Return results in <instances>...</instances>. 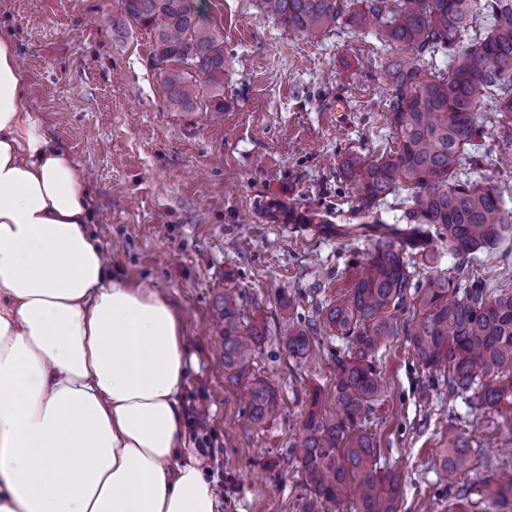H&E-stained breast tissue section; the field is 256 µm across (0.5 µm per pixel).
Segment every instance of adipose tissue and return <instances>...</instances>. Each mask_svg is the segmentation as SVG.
Returning a JSON list of instances; mask_svg holds the SVG:
<instances>
[{
    "label": "adipose tissue",
    "instance_id": "ef3b65f1",
    "mask_svg": "<svg viewBox=\"0 0 512 512\" xmlns=\"http://www.w3.org/2000/svg\"><path fill=\"white\" fill-rule=\"evenodd\" d=\"M0 33V512H220L185 429V325L113 277L83 171Z\"/></svg>",
    "mask_w": 512,
    "mask_h": 512
}]
</instances>
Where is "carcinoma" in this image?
Returning <instances> with one entry per match:
<instances>
[{
    "label": "carcinoma",
    "mask_w": 512,
    "mask_h": 512,
    "mask_svg": "<svg viewBox=\"0 0 512 512\" xmlns=\"http://www.w3.org/2000/svg\"><path fill=\"white\" fill-rule=\"evenodd\" d=\"M197 0H120L123 16L153 38L152 61L160 72L166 104L175 112L199 105L224 111V39L200 22ZM261 8L288 30L316 38L338 28L372 35L383 55L377 69L389 78L388 127L397 149L375 158L342 156L346 185L365 219L331 224L322 214L303 226L374 243L346 294L308 300L306 316L288 304L281 316L283 347L306 357L314 337H336L333 353L336 412L313 396L302 431L288 453L308 492L306 512L352 498V512H398L396 476L377 470V448L363 423L385 395L378 353L400 336L423 367L439 376L448 400L477 410L512 406V267L509 286L497 288L469 275L477 252L509 255L512 210L480 172L484 129L475 112L497 113V143L512 149V0H260ZM492 21L482 30L479 15ZM443 56L448 69L421 70L417 57ZM405 205L407 224H386L377 212L390 201ZM456 257L454 275L437 271L439 248ZM430 274L420 280L418 269ZM410 319H404L406 315ZM224 323V382L249 388L246 422L260 428L274 420V388L252 371L265 339L246 308L230 294L218 308ZM471 444L454 428L438 463L448 487L467 468ZM482 492L496 503L512 495V471L484 480Z\"/></svg>",
    "instance_id": "carcinoma-1"
}]
</instances>
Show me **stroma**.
Wrapping results in <instances>:
<instances>
[{"instance_id": "35a3bbf8", "label": "stroma", "mask_w": 512, "mask_h": 512, "mask_svg": "<svg viewBox=\"0 0 512 512\" xmlns=\"http://www.w3.org/2000/svg\"><path fill=\"white\" fill-rule=\"evenodd\" d=\"M203 4L227 60L218 114L167 108L150 34L132 21L112 27L118 0H0V27L29 74L47 135L89 176V230L113 271L166 294L184 319L195 364L183 406L204 412L224 466L223 512H304L302 476L283 450L312 397L334 408V373L323 343L304 361L289 358L282 304L306 312L309 288L347 292L371 245L276 218L321 210L357 221L339 164L348 151L376 157L388 141L378 45L347 29L302 37L260 0ZM228 291L266 334L253 369L275 386L280 414L261 428L246 423L243 388L224 383L214 315ZM379 369L387 392L366 427L379 467L401 478L399 512H447L435 463L453 426L474 437L464 512H512V502H480L481 481L512 467V416L448 402L405 340Z\"/></svg>"}]
</instances>
